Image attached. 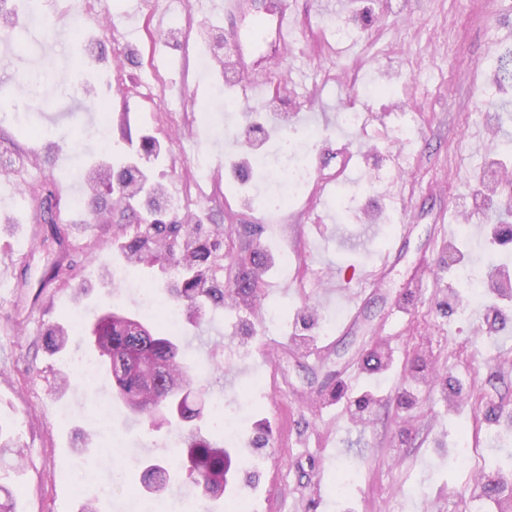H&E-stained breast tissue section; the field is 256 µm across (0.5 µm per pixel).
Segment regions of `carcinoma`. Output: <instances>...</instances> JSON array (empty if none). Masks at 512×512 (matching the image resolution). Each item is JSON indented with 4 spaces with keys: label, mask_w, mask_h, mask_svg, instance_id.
<instances>
[{
    "label": "carcinoma",
    "mask_w": 512,
    "mask_h": 512,
    "mask_svg": "<svg viewBox=\"0 0 512 512\" xmlns=\"http://www.w3.org/2000/svg\"><path fill=\"white\" fill-rule=\"evenodd\" d=\"M113 172L121 176L123 186L131 184L135 193L144 192L146 175L134 165L124 172L102 166L90 182L110 187ZM220 248L212 230L199 220L194 224H139L135 235L119 246L131 267L150 261L171 270L169 299L186 313L196 315L208 304H223L227 294L248 296L260 288L257 271L267 264L264 252L257 246L246 249L241 260L249 263V272L226 285L213 271L224 264V259H233V255L220 253ZM168 329L161 314L134 319L108 309L90 326L89 340L96 355L95 366L112 376L116 396L132 414L152 424L174 422L183 427L203 415V407L194 401L192 393L205 370L187 362L179 346L167 335ZM68 336L69 324L51 325L45 334L46 348L53 353L61 351ZM182 456L184 467L197 477L204 495L220 497L210 486L214 482L226 483L231 455L224 446L191 433ZM169 480L167 468L158 464L146 467L144 483L152 493H160Z\"/></svg>",
    "instance_id": "obj_1"
}]
</instances>
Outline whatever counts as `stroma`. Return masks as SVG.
Returning a JSON list of instances; mask_svg holds the SVG:
<instances>
[{"label":"stroma","mask_w":512,"mask_h":512,"mask_svg":"<svg viewBox=\"0 0 512 512\" xmlns=\"http://www.w3.org/2000/svg\"><path fill=\"white\" fill-rule=\"evenodd\" d=\"M195 2L112 0L109 33L84 24L62 38L57 19L71 0H45V24L14 22L0 59V85L17 103L31 95L23 74L36 63L54 99L29 132L0 122V162L13 166L0 177V266L13 267L0 290V426L22 444L19 460L0 464V485L13 489L16 512H80L89 499L101 512H136L150 462L175 467L166 498L185 512H224L241 496L254 512H499L480 467L512 419V327L490 337L482 301L466 321L439 303L461 268L512 267V250L491 252L482 233L512 225V184L499 181L512 168V90L497 70L512 50V0H288L295 35L267 62L266 96L244 110L225 109L239 89L223 69L199 66L230 35L223 15ZM339 23L352 29L341 47ZM88 39L99 63L73 69ZM351 104L366 128L341 123ZM258 122L255 154L272 161L236 177L241 129ZM299 131L312 135L309 163L322 166L313 179L335 174L337 138L357 148L356 164L323 197L267 210L279 142ZM147 134L166 141L149 168L181 211L223 225L227 253L257 225L269 259L258 300L182 316L173 333L206 369V406L240 411L217 500L178 469L169 425L135 421L107 374L80 370L86 323L60 353L44 342L78 308L136 316L149 290L156 307L166 302L161 266L127 285L103 281L121 263L114 239L134 228L80 223L72 203L81 187L71 169L89 172L107 155L120 163ZM47 141L66 156L33 159ZM329 281L337 294L327 299ZM357 293L366 300L348 328L346 298ZM359 395L372 399L363 420L350 409ZM464 425L481 445L462 462L451 444Z\"/></svg>","instance_id":"obj_1"}]
</instances>
